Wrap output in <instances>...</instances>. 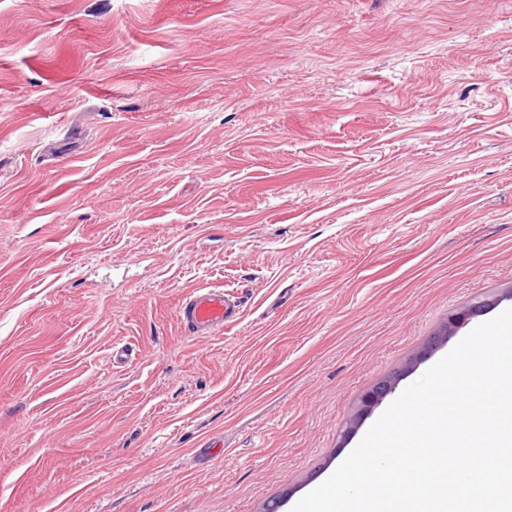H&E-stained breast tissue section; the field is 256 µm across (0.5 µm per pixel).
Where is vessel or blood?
<instances>
[{"instance_id": "vessel-or-blood-1", "label": "vessel or blood", "mask_w": 512, "mask_h": 512, "mask_svg": "<svg viewBox=\"0 0 512 512\" xmlns=\"http://www.w3.org/2000/svg\"><path fill=\"white\" fill-rule=\"evenodd\" d=\"M243 304L234 291L201 287L188 291L178 311L187 335L206 338L221 333L224 327L240 319Z\"/></svg>"}]
</instances>
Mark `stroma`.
<instances>
[{
	"instance_id": "stroma-1",
	"label": "stroma",
	"mask_w": 512,
	"mask_h": 512,
	"mask_svg": "<svg viewBox=\"0 0 512 512\" xmlns=\"http://www.w3.org/2000/svg\"><path fill=\"white\" fill-rule=\"evenodd\" d=\"M478 297L512 308V0H0V512H291ZM243 311V304L233 290L201 287L184 295L178 317L187 335L206 338L238 321ZM484 306L485 304H483V302H477L472 306L450 314L448 317V322L445 323L442 330L428 341L425 351H433L435 348L441 345L447 336L453 334L457 329L465 325L473 316L477 315ZM426 352H424V354ZM397 382L398 380L396 378H390L376 384L370 391H368L361 398L358 416L355 422L350 423L347 432L351 433L365 415L369 414L376 406L381 404L387 396L394 393Z\"/></svg>"
}]
</instances>
